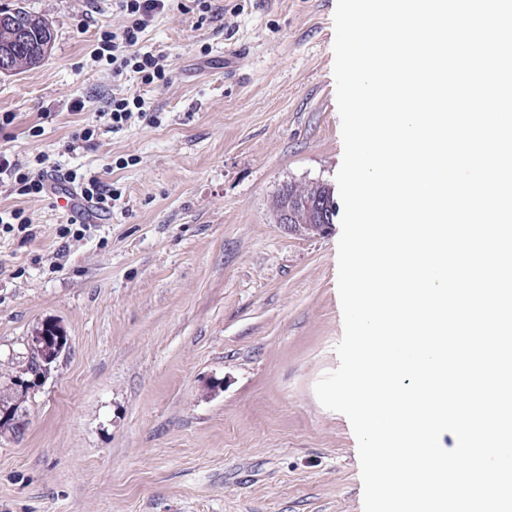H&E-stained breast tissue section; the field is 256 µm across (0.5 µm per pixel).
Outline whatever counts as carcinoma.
I'll use <instances>...</instances> for the list:
<instances>
[{"mask_svg": "<svg viewBox=\"0 0 512 512\" xmlns=\"http://www.w3.org/2000/svg\"><path fill=\"white\" fill-rule=\"evenodd\" d=\"M17 15L27 27L28 42L20 47L14 42L11 26L0 24V55H9L12 71L23 72L40 64L52 50L55 40L52 25L44 18L16 7L0 10V15ZM317 200H334V189L324 182L305 185H292L288 192V203L297 216L308 223L318 224L321 214L311 208ZM36 342L28 344L27 352L17 362L15 374L10 378L11 386L0 392V434L9 433L14 438L24 435L19 422V411L25 408L29 398V388L37 386L34 378L40 375L45 358L52 352L65 349L67 336L56 323L46 321L35 331Z\"/></svg>", "mask_w": 512, "mask_h": 512, "instance_id": "1", "label": "carcinoma"}]
</instances>
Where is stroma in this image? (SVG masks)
Instances as JSON below:
<instances>
[{
	"label": "stroma",
	"mask_w": 512,
	"mask_h": 512,
	"mask_svg": "<svg viewBox=\"0 0 512 512\" xmlns=\"http://www.w3.org/2000/svg\"><path fill=\"white\" fill-rule=\"evenodd\" d=\"M215 3L212 22L154 18L140 45L173 77L149 87L90 57L124 23L113 0H0L55 34L39 67L0 75V152L122 192L68 240L64 201L0 181V212L31 222L25 241L0 232V388L43 321L68 339L23 437L0 436V512H363L351 424L314 392L339 365L341 226L300 236L274 210L283 184L341 166L337 0ZM114 94L155 122L113 129Z\"/></svg>",
	"instance_id": "1"
}]
</instances>
